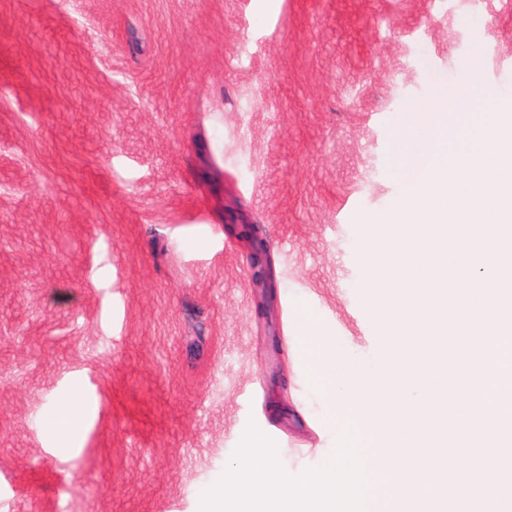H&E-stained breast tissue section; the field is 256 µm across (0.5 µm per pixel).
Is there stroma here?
Masks as SVG:
<instances>
[{
    "label": "stroma",
    "instance_id": "1",
    "mask_svg": "<svg viewBox=\"0 0 512 512\" xmlns=\"http://www.w3.org/2000/svg\"><path fill=\"white\" fill-rule=\"evenodd\" d=\"M460 82L512 106V0H0V512H200L252 424L324 467L294 309L378 358L361 220ZM247 226V225H245ZM249 227L246 240L249 248V260L253 279L258 288H261V297L271 294L276 288L273 275V260L270 252L257 233Z\"/></svg>",
    "mask_w": 512,
    "mask_h": 512
}]
</instances>
